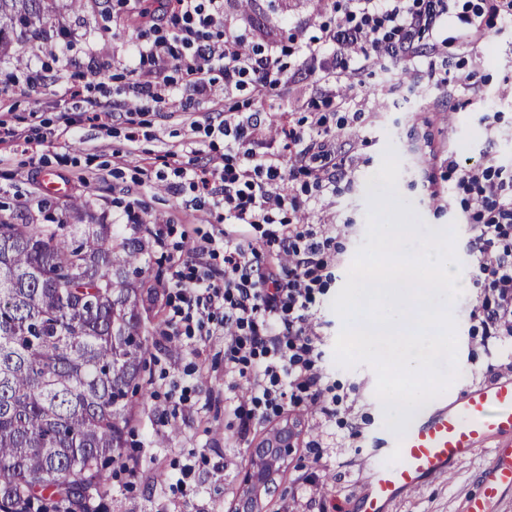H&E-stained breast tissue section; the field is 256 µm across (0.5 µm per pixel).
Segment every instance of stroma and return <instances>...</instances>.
<instances>
[{"label":"stroma","instance_id":"35a3bbf8","mask_svg":"<svg viewBox=\"0 0 512 512\" xmlns=\"http://www.w3.org/2000/svg\"><path fill=\"white\" fill-rule=\"evenodd\" d=\"M479 0H457L444 31L448 42L434 48L424 36L418 49L431 65L430 74L384 62L360 74L361 86L350 93L337 85L338 95L351 97L345 112L324 104L325 87L318 64L303 61L297 41L320 36L332 17L330 0H228L226 16L249 46L277 40L290 81L278 93L261 98L242 91L224 95L216 82L211 102L193 104L191 111L175 105L136 111L124 78L135 63L124 49L137 40L118 13L120 0H87L79 10H59L38 36L16 44L0 57V119L23 130L27 144L0 141V203L9 202L4 216L21 224L42 221L46 197L34 176L47 169L57 173L95 217L115 225L119 236H132L133 224H160L168 231L165 246L150 245L146 255L149 282L157 291L144 319L149 336L142 389L136 400L124 458L135 463L137 475H110L90 504L96 512H232L242 479L252 467L250 448L287 421L299 428L297 449L285 466L276 492L262 512H358L360 474L383 448L388 430L375 396L376 374L365 364L351 369L334 359L342 321L330 304L343 286L347 270L365 241L368 209L367 179L374 174L386 146L400 160L397 190L424 224H456L459 258H466L469 233L460 203L447 198L427 201L425 185L448 183V163L512 164V26H496L477 39L463 34L459 13ZM51 45L71 62L66 82L93 81L111 93L112 121L102 127L86 119L73 122L60 99V88L38 92L25 83L28 70L42 66L38 47ZM475 73L477 90L446 83L448 72ZM315 102L327 127L338 120L348 125L339 143L350 164L334 194L310 192L301 224L341 225L339 260L313 311L321 325L320 365L340 398L335 419L326 421L300 407L271 417L248 438L237 435L232 412L244 394L224 388L225 335L210 326L208 333L184 335L173 322L174 291L167 283L179 260L195 256L224 270L223 249L213 248L223 226L207 209L190 205L187 195L170 185V152L196 163L224 152L223 140L207 137L209 121L225 110L258 113L268 137H275L286 116L305 117V103ZM463 295L452 307L457 321L460 377L452 392L507 376V369L489 372L495 360L512 356V345L485 343L472 328L470 311L478 290L469 272ZM324 439L327 456L314 460L308 444ZM490 457L482 452L452 477L432 478L404 494L393 512H462L466 496L478 487V477Z\"/></svg>","mask_w":512,"mask_h":512}]
</instances>
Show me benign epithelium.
Here are the masks:
<instances>
[{"label":"benign epithelium","mask_w":512,"mask_h":512,"mask_svg":"<svg viewBox=\"0 0 512 512\" xmlns=\"http://www.w3.org/2000/svg\"><path fill=\"white\" fill-rule=\"evenodd\" d=\"M297 424L287 422L250 448L253 468L244 478L235 512H259L262 498L276 492V476L295 452Z\"/></svg>","instance_id":"1"}]
</instances>
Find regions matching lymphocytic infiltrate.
I'll return each mask as SVG.
<instances>
[{
    "label": "lymphocytic infiltrate",
    "mask_w": 512,
    "mask_h": 512,
    "mask_svg": "<svg viewBox=\"0 0 512 512\" xmlns=\"http://www.w3.org/2000/svg\"><path fill=\"white\" fill-rule=\"evenodd\" d=\"M453 2L333 0L336 19L323 27L320 37L301 43L298 53L322 61L321 80L328 86L351 83L380 61L417 71L421 55L416 40L447 25ZM159 15L169 18L171 30L140 39L139 64L127 71L143 105L166 103L178 84L208 97L218 73L228 95L247 90L262 97L288 83L277 41L242 52L243 35L226 28L224 0H159L157 13L134 11L127 20L140 28L153 25ZM461 21L474 36L498 24L510 25L512 0H482ZM258 128L253 114L227 113L207 130L223 140L224 154L174 170L198 205L209 206L219 221L232 227L224 235L223 279L195 265L175 270L179 304L174 314L189 335L222 319L225 380L229 389L243 387L250 395L249 405L238 408L244 436L285 406L307 401L328 419L339 402L319 366L320 336L312 312L317 293L326 286L325 272L337 257L331 237L300 229L292 221L306 206L296 187L297 175H304L317 192L335 191L344 172L336 134L320 117L307 125L281 124L292 149L286 159L258 136ZM448 174L468 215L469 267L480 290L470 317L482 336L511 340L512 167L452 161ZM261 225L268 242L277 247L275 254H266L245 234L246 227Z\"/></svg>",
    "instance_id": "lymphocytic-infiltrate-1"
}]
</instances>
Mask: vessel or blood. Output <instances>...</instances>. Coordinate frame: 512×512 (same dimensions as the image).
<instances>
[{
    "label": "vessel or blood",
    "mask_w": 512,
    "mask_h": 512,
    "mask_svg": "<svg viewBox=\"0 0 512 512\" xmlns=\"http://www.w3.org/2000/svg\"><path fill=\"white\" fill-rule=\"evenodd\" d=\"M491 449L477 491L463 512H491L504 489L512 488V378L501 377L443 395L404 435H389L384 449L368 464L361 483L359 512H390L394 502L425 481L452 473L478 451ZM401 458L389 463L393 450Z\"/></svg>",
    "instance_id": "obj_1"
}]
</instances>
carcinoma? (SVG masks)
Returning a JSON list of instances; mask_svg holds the SVG:
<instances>
[{
	"instance_id": "cac0c4a2",
	"label": "carcinoma",
	"mask_w": 512,
	"mask_h": 512,
	"mask_svg": "<svg viewBox=\"0 0 512 512\" xmlns=\"http://www.w3.org/2000/svg\"><path fill=\"white\" fill-rule=\"evenodd\" d=\"M58 9L0 0V55ZM144 249L78 203L55 224L0 218V512H93L145 365Z\"/></svg>"
}]
</instances>
